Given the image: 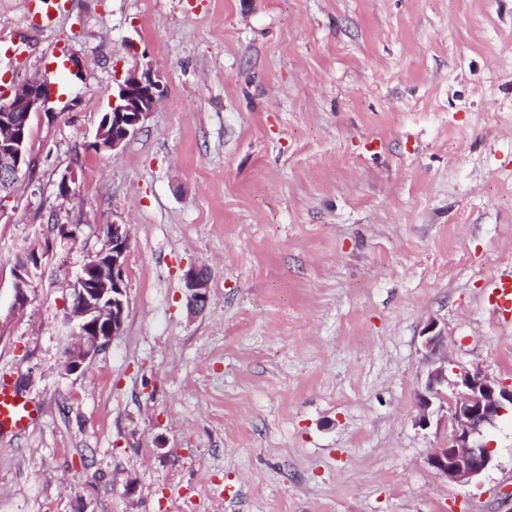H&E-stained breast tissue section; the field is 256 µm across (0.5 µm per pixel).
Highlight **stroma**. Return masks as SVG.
Returning <instances> with one entry per match:
<instances>
[{"label": "stroma", "instance_id": "obj_1", "mask_svg": "<svg viewBox=\"0 0 512 512\" xmlns=\"http://www.w3.org/2000/svg\"><path fill=\"white\" fill-rule=\"evenodd\" d=\"M25 11L0 0L21 47L0 76L58 97L0 212V380L40 409L0 433V512H512V413L465 487L427 464L446 420L415 424L429 322L449 367L512 382L488 303L512 270V0H70L40 31ZM135 67L165 97L89 150ZM55 211L80 231L50 249ZM110 224L123 332L67 375L71 284ZM185 280L190 308L203 309L208 300V277L202 271L192 268L186 273Z\"/></svg>", "mask_w": 512, "mask_h": 512}]
</instances>
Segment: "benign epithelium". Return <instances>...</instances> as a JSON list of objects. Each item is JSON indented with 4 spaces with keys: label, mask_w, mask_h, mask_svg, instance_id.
Returning <instances> with one entry per match:
<instances>
[{
    "label": "benign epithelium",
    "mask_w": 512,
    "mask_h": 512,
    "mask_svg": "<svg viewBox=\"0 0 512 512\" xmlns=\"http://www.w3.org/2000/svg\"><path fill=\"white\" fill-rule=\"evenodd\" d=\"M52 83L34 76L13 84L0 97V194L12 193L20 174L31 168L32 122L54 116ZM165 87L149 70H128L112 91L109 109L104 113L92 142L101 151H118L144 127L164 96ZM77 183L74 170L64 171L56 182L57 196L69 199ZM79 226L59 224L54 241L71 244L78 238ZM106 245L87 256L76 274L70 293L69 322L74 342L68 348L62 371L74 374L123 329L127 301L125 261L128 249L126 225L105 228ZM33 272L29 264L17 271L14 307L28 303L27 286ZM189 306L201 310L208 300V277L190 269L185 276ZM438 324L425 329L424 347L436 353L443 341ZM418 417L415 425L426 429L439 411L446 412L448 437L427 458L428 466L441 478L457 485H468L487 470L494 460V448L485 439V430L512 411V383L507 384L480 370L463 369L448 381L444 363L433 364L424 388L417 393Z\"/></svg>",
    "instance_id": "benign-epithelium-1"
}]
</instances>
